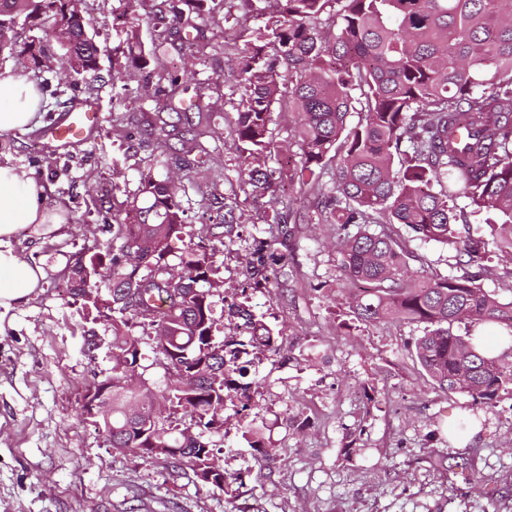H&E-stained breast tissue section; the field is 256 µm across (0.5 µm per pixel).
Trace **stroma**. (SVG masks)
Instances as JSON below:
<instances>
[{
  "mask_svg": "<svg viewBox=\"0 0 512 512\" xmlns=\"http://www.w3.org/2000/svg\"><path fill=\"white\" fill-rule=\"evenodd\" d=\"M161 0H142L139 37L155 60L142 71L112 80V51L123 37L128 0H86L103 46L102 79L93 89L65 81L55 68L29 71L42 95L36 128L64 116L54 90L74 102L96 100L102 122L81 142L58 148L40 142L36 129L0 134V164L23 167L48 189L47 203L67 213L60 227L33 225L15 244L41 264L39 292L0 321V512H512V395L473 404L469 395L439 388L420 365L415 343L422 324L356 320L349 301L354 282L340 283L336 227L324 223L313 201L332 191L334 162L318 185L288 180L299 159L287 101L273 107L266 166L284 185L278 207L287 223L267 224V199L252 193L234 134L240 99L238 56L224 45L249 15L244 0H220L197 20L198 44H160L153 16ZM162 72H175L174 96L158 93ZM203 100L202 118L223 133L205 168L175 169L150 130L159 113L187 112ZM181 177L186 232L207 237L205 210L231 200L234 223L224 235V297L214 316L226 320L231 304L246 303L277 331L278 350L253 374L256 405L244 422L229 420L222 466L237 479L226 490L200 481L189 465L144 460L108 447L81 411L90 385L111 372L110 322L86 320L66 292L75 256L86 246L112 251L108 212L123 210L142 173ZM401 242L410 271L460 274L457 253L416 239L402 224L374 225ZM273 254L266 281L252 286L246 260L257 247ZM488 272L481 284L499 301H512V260L487 240ZM101 341L84 353L86 336ZM475 420L468 443L448 429ZM252 429L270 456L249 449Z\"/></svg>",
  "mask_w": 512,
  "mask_h": 512,
  "instance_id": "35a3bbf8",
  "label": "stroma"
}]
</instances>
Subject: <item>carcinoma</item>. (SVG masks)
I'll return each instance as SVG.
<instances>
[{"label": "carcinoma", "instance_id": "obj_1", "mask_svg": "<svg viewBox=\"0 0 512 512\" xmlns=\"http://www.w3.org/2000/svg\"><path fill=\"white\" fill-rule=\"evenodd\" d=\"M215 0H163L154 14L162 33L210 11ZM264 27L244 41L241 99L234 132L249 185L274 194L263 172L270 144L272 107L288 97L294 108L299 165L289 179L316 182L336 160L333 192L323 202L325 223L340 235L341 281L366 285L351 299L354 317L373 324L403 318L425 324L417 358L429 377L448 391L487 404L512 394V346L496 357L480 355L471 328L497 325L512 336V303L503 304L482 288L480 236L461 237L457 224L467 212L485 216L489 234L512 253V0H273ZM70 0H0V38L18 19L52 21L45 36L31 40L28 64L51 61L60 73L96 81V34L86 38L93 18L55 35ZM121 54L125 67L143 69L148 57L134 22L127 21ZM364 115L348 122L353 92ZM161 120L183 132L182 156L207 150L219 138L209 124L185 112ZM179 186L151 173L140 178L138 197L126 205L112 242L130 264L112 258L96 270L99 252L88 248L85 280L72 269L70 293L86 318L112 325L110 402L95 420L116 451L149 458L152 448H186L196 475L212 486H228L225 473L211 474L216 445L204 434L224 432L228 403L248 407L242 356L262 360L276 336L244 310L242 332L219 327L213 317L219 287L217 248L189 242L170 266L171 242L183 238L185 211ZM468 200L460 206L457 200ZM404 224L425 242L452 247L461 265L477 267L459 276L412 278L409 253L372 224ZM105 290L112 310L101 311L87 294ZM154 329L152 352L176 375L164 388L139 373L140 340L132 320ZM466 323L464 334L454 325Z\"/></svg>", "mask_w": 512, "mask_h": 512}]
</instances>
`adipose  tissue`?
<instances>
[{
    "label": "adipose tissue",
    "instance_id": "ef3b65f1",
    "mask_svg": "<svg viewBox=\"0 0 512 512\" xmlns=\"http://www.w3.org/2000/svg\"><path fill=\"white\" fill-rule=\"evenodd\" d=\"M39 105L40 94L23 72L0 77V133L29 128ZM44 193L23 169L0 165V309L28 299L45 278L40 265L23 260L13 247L17 233L29 225L65 223L60 208L45 205Z\"/></svg>",
    "mask_w": 512,
    "mask_h": 512
}]
</instances>
